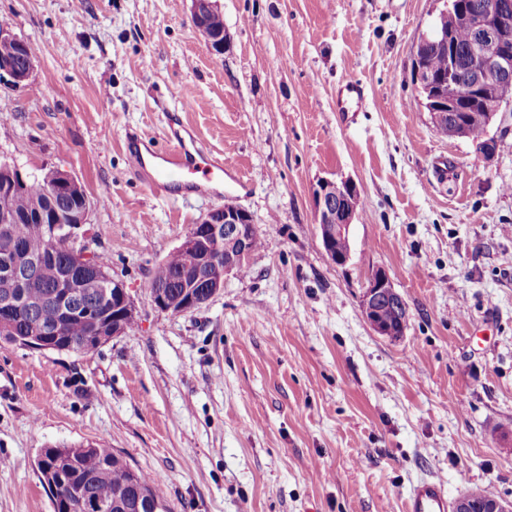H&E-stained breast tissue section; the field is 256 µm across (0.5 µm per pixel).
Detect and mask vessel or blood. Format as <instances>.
<instances>
[{"instance_id": "vessel-or-blood-1", "label": "vessel or blood", "mask_w": 512, "mask_h": 512, "mask_svg": "<svg viewBox=\"0 0 512 512\" xmlns=\"http://www.w3.org/2000/svg\"><path fill=\"white\" fill-rule=\"evenodd\" d=\"M170 146L159 149L156 142L137 131H127L125 148L134 171L156 193L171 201L183 196H220L224 193V163L201 147L186 126L171 130ZM448 494L440 481L418 483L406 502L405 512H448Z\"/></svg>"}]
</instances>
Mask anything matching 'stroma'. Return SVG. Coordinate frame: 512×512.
Here are the masks:
<instances>
[{
  "mask_svg": "<svg viewBox=\"0 0 512 512\" xmlns=\"http://www.w3.org/2000/svg\"><path fill=\"white\" fill-rule=\"evenodd\" d=\"M449 3L217 0V57L190 0H0L33 50L28 84L0 78V158L78 179L81 240L137 316L86 355L0 346V512H54L42 449L94 442L162 476L169 512H402L425 479L512 505V103L490 157L438 134L412 68ZM348 80L365 99L340 112ZM174 123L223 159V198L169 202L131 170L126 132L163 147ZM323 178L360 190L343 265L314 223ZM226 201L261 236L248 273L158 310L154 268ZM379 269L396 341L362 311ZM384 305L386 307H382ZM389 305L398 309H406L403 298L393 287L387 273L379 269L370 277L363 294V313L366 321L376 333L390 340H397L404 336L406 319L402 320L399 326L391 325L389 322L395 323L400 315ZM380 308L382 318L389 322L380 318Z\"/></svg>",
  "mask_w": 512,
  "mask_h": 512,
  "instance_id": "stroma-1",
  "label": "stroma"
}]
</instances>
